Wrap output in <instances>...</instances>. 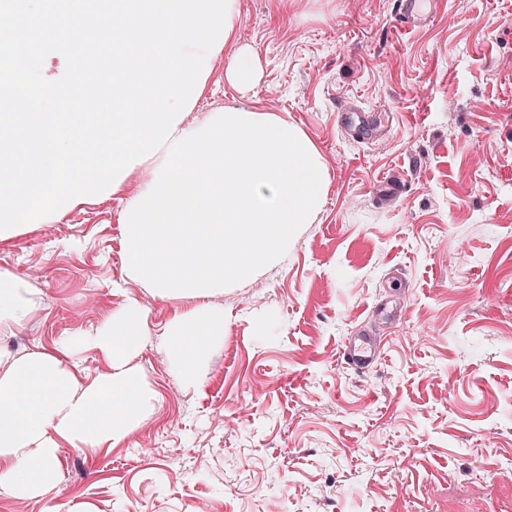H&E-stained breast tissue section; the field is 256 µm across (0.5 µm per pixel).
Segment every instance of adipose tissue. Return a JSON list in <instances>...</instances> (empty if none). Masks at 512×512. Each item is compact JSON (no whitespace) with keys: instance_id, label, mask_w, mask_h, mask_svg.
<instances>
[{"instance_id":"adipose-tissue-1","label":"adipose tissue","mask_w":512,"mask_h":512,"mask_svg":"<svg viewBox=\"0 0 512 512\" xmlns=\"http://www.w3.org/2000/svg\"><path fill=\"white\" fill-rule=\"evenodd\" d=\"M23 282L0 270V330L34 312ZM148 314L130 301L94 329L21 357L0 353V489L16 497L43 495L60 476L63 446L92 453L115 447L154 413L157 397L132 358L141 352ZM97 350L108 373L77 387L64 352Z\"/></svg>"}]
</instances>
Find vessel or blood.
<instances>
[{"mask_svg":"<svg viewBox=\"0 0 512 512\" xmlns=\"http://www.w3.org/2000/svg\"><path fill=\"white\" fill-rule=\"evenodd\" d=\"M397 5L395 28L411 29L431 21L439 0H397ZM337 121L341 128L360 140H372L377 136L373 119L361 109L341 107ZM402 308L403 301L399 298L377 303L369 317L346 336L342 354L349 367L365 372L378 364L384 340L401 317Z\"/></svg>","mask_w":512,"mask_h":512,"instance_id":"1","label":"vessel or blood"}]
</instances>
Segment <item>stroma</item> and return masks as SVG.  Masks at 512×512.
Wrapping results in <instances>:
<instances>
[{
  "mask_svg": "<svg viewBox=\"0 0 512 512\" xmlns=\"http://www.w3.org/2000/svg\"><path fill=\"white\" fill-rule=\"evenodd\" d=\"M238 9L193 115L287 112L323 156L326 200L276 263L213 297L224 339L197 387L162 335L173 302L124 269L129 192L0 241L35 305L1 352L52 348L134 300L158 398L118 447L62 448L44 497L0 490V512H512V0H445L403 32L396 0ZM245 50L241 89L224 73ZM340 104L387 121L386 139H352ZM387 179L403 190L384 203ZM392 272L404 315L356 372L342 343Z\"/></svg>",
  "mask_w": 512,
  "mask_h": 512,
  "instance_id": "stroma-1",
  "label": "stroma"
}]
</instances>
